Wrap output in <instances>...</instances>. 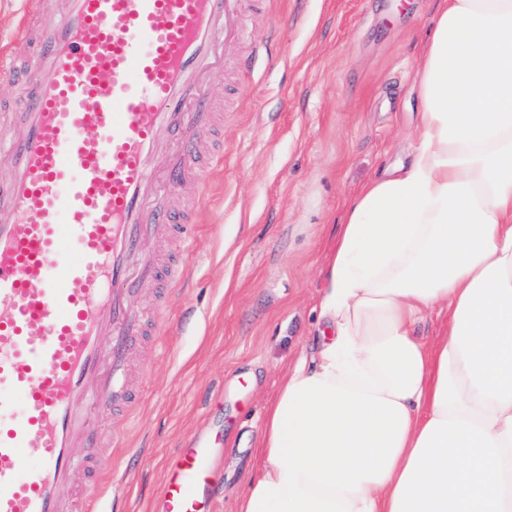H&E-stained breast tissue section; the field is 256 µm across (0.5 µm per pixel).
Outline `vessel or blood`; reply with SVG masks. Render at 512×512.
Segmentation results:
<instances>
[{
  "label": "vessel or blood",
  "instance_id": "vessel-or-blood-1",
  "mask_svg": "<svg viewBox=\"0 0 512 512\" xmlns=\"http://www.w3.org/2000/svg\"><path fill=\"white\" fill-rule=\"evenodd\" d=\"M248 8L26 0V61L0 49V78L23 89L0 113V512H101L110 455L73 450L125 401L130 349L189 280L224 124L209 71L245 38ZM173 192L191 208H168ZM139 280L161 290L152 307L133 300ZM214 483L212 443L186 444L154 512H214Z\"/></svg>",
  "mask_w": 512,
  "mask_h": 512
}]
</instances>
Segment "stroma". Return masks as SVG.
<instances>
[{
  "mask_svg": "<svg viewBox=\"0 0 512 512\" xmlns=\"http://www.w3.org/2000/svg\"><path fill=\"white\" fill-rule=\"evenodd\" d=\"M434 0H263L211 85L222 154L196 212L190 281L132 351L128 417L101 413L112 512H153L168 457L219 450L215 512H238L265 408L310 351L344 203L417 142L416 70Z\"/></svg>",
  "mask_w": 512,
  "mask_h": 512,
  "instance_id": "stroma-1",
  "label": "stroma"
}]
</instances>
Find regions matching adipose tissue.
<instances>
[{"label":"adipose tissue","instance_id":"obj_1","mask_svg":"<svg viewBox=\"0 0 512 512\" xmlns=\"http://www.w3.org/2000/svg\"><path fill=\"white\" fill-rule=\"evenodd\" d=\"M417 89L418 145L346 203L326 332L239 512H512V0H437Z\"/></svg>","mask_w":512,"mask_h":512}]
</instances>
